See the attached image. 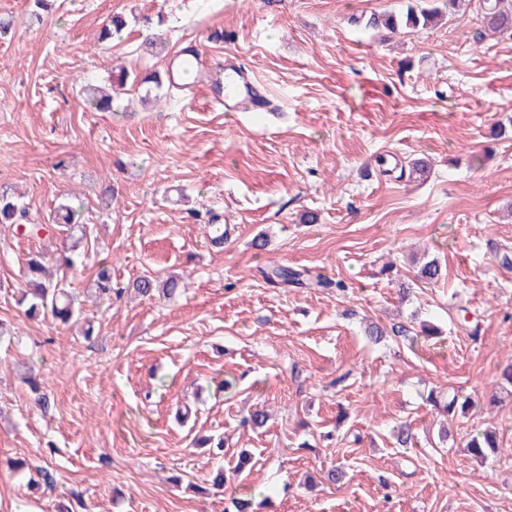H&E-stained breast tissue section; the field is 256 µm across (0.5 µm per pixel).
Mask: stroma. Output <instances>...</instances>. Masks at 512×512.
<instances>
[{"label": "stroma", "mask_w": 512, "mask_h": 512, "mask_svg": "<svg viewBox=\"0 0 512 512\" xmlns=\"http://www.w3.org/2000/svg\"><path fill=\"white\" fill-rule=\"evenodd\" d=\"M408 2L55 0L34 21L28 0H0L13 22L0 38V193L44 227L0 224L13 334L0 338V512H234L243 495L256 512H512V397L488 402L512 360V40L472 8L397 35L356 22ZM113 13L127 27L99 41ZM149 34L164 53L144 47ZM189 45L207 66L184 90L130 83L108 112L81 93L121 66L165 72ZM225 60L275 111L225 112L210 90ZM419 158L424 181L409 176ZM61 204L86 229L63 284L90 336L18 303L27 259L57 263ZM426 259L439 281L416 280ZM103 260L117 292L99 299ZM271 266L344 288L274 286ZM144 275L187 286L141 297ZM373 323L388 331L376 344ZM431 392L481 406L447 421L442 442ZM256 409L264 427L242 426ZM403 420L409 448L392 438ZM487 427L501 449L480 462L464 444ZM16 458L27 469L8 467ZM334 466L346 472L335 484L323 478ZM40 469L51 482L30 489Z\"/></svg>", "instance_id": "stroma-1"}]
</instances>
